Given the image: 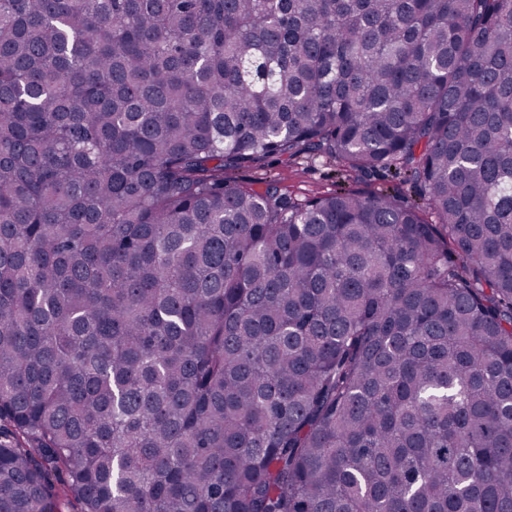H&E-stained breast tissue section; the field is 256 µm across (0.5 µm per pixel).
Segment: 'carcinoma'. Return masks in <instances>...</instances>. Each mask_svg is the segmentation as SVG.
<instances>
[{"label": "carcinoma", "instance_id": "obj_1", "mask_svg": "<svg viewBox=\"0 0 512 512\" xmlns=\"http://www.w3.org/2000/svg\"><path fill=\"white\" fill-rule=\"evenodd\" d=\"M0 512H512V0H0ZM228 176L257 188H264L266 181L275 179L280 193L294 202L332 193L340 186L365 194L388 191L409 203L424 202L420 188L404 181L393 170L376 169L346 177L339 163L325 156H302L288 162L270 157L252 167L232 171Z\"/></svg>", "mask_w": 512, "mask_h": 512}]
</instances>
